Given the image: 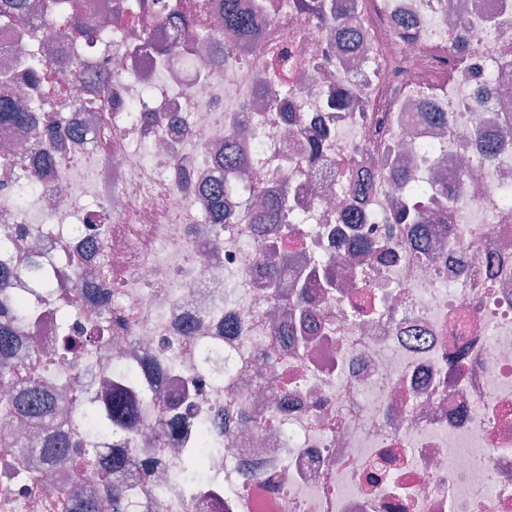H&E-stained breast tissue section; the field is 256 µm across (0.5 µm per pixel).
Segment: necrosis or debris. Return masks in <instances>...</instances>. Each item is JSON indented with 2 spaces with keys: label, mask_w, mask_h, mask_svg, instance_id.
I'll use <instances>...</instances> for the list:
<instances>
[{
  "label": "necrosis or debris",
  "mask_w": 512,
  "mask_h": 512,
  "mask_svg": "<svg viewBox=\"0 0 512 512\" xmlns=\"http://www.w3.org/2000/svg\"><path fill=\"white\" fill-rule=\"evenodd\" d=\"M218 2L94 0L112 30L106 52L61 17L0 28V72L53 117L39 142L29 127L0 129V158L36 184L47 218L31 223L1 190L0 240L15 262L39 253L51 283L70 287L21 325L30 346L0 380V405L29 377L60 409L121 394L139 411L136 431L97 435L84 459L52 464L27 421L0 414V512H62L71 488L101 501L134 476L133 512H512V207L501 195L512 145L485 148L512 134V0H325L319 13L268 0L251 42L219 36ZM337 11L360 40L338 71L321 65L336 52L324 20ZM169 14L185 23L175 56ZM46 48L53 65L30 85L26 59ZM285 50L306 66L288 95L257 108L258 81ZM491 70L498 89L485 104L476 85ZM356 83L368 112L324 111ZM237 127L228 173L213 146ZM317 139L313 160L304 146ZM396 163L430 193L407 194L389 174ZM366 172V195L352 196L351 176ZM225 179L234 221L219 230L200 199ZM457 179L463 192L432 190ZM259 194L306 223H254ZM90 199L111 215L92 247L78 225ZM352 207L358 225L338 223ZM417 209L437 216L422 244L394 219ZM356 229L391 253L351 262L338 241ZM316 270L336 285L311 309L318 339L304 349L279 331ZM367 291L375 308L361 317L353 297ZM62 310L111 332L61 360ZM131 367L144 370L133 383ZM171 416L179 427L159 441ZM205 431L215 448L202 479L173 483ZM101 451L126 462L108 483L91 470Z\"/></svg>",
  "instance_id": "1"
}]
</instances>
